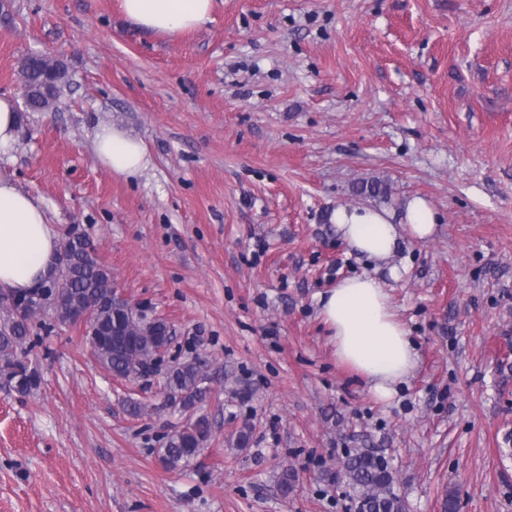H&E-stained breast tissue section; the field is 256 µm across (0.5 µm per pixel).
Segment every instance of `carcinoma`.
Segmentation results:
<instances>
[{
	"label": "carcinoma",
	"mask_w": 512,
	"mask_h": 512,
	"mask_svg": "<svg viewBox=\"0 0 512 512\" xmlns=\"http://www.w3.org/2000/svg\"><path fill=\"white\" fill-rule=\"evenodd\" d=\"M27 93L25 106L32 112L48 110L58 99L65 83L66 71H54L26 58L22 66ZM356 192L369 197H385L388 186L378 180L356 185ZM65 255L55 272L44 283L68 295L63 304L45 305L31 297L18 315L7 313L0 319V380L18 394H31L40 385L38 368L30 361L35 345V320L48 314L64 320L83 312L90 315L94 335L88 337L93 353L113 377L137 380L150 366L165 361L173 342L168 323L149 318L130 308V304L113 295L112 275L99 261L97 252L88 249L85 237L74 229L63 238ZM207 362L198 355L175 360L168 366L164 379L165 404L187 414L186 421L166 436L160 459L169 470L190 466L201 454L211 437L207 416L194 413L210 387ZM344 477L359 494L358 512H403L401 499L393 490V476L378 454L358 449L342 462Z\"/></svg>",
	"instance_id": "cac0c4a2"
}]
</instances>
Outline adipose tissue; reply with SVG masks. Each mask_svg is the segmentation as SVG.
<instances>
[{
  "label": "adipose tissue",
  "instance_id": "ef3b65f1",
  "mask_svg": "<svg viewBox=\"0 0 512 512\" xmlns=\"http://www.w3.org/2000/svg\"><path fill=\"white\" fill-rule=\"evenodd\" d=\"M213 0H120L123 15L146 30L171 34L207 22ZM92 151L112 173L132 177L148 164L144 144L125 130L106 124L96 130ZM331 221L350 253L373 267L341 280L319 302L336 357L363 376L379 400H390L419 364V353L399 320L387 286L374 272L388 267L392 278L402 270L394 260L406 239L432 237L434 211L422 199L407 202L403 215L385 208H337ZM59 244L39 199L23 191L13 173L0 169V289L22 294L54 268Z\"/></svg>",
  "mask_w": 512,
  "mask_h": 512
}]
</instances>
